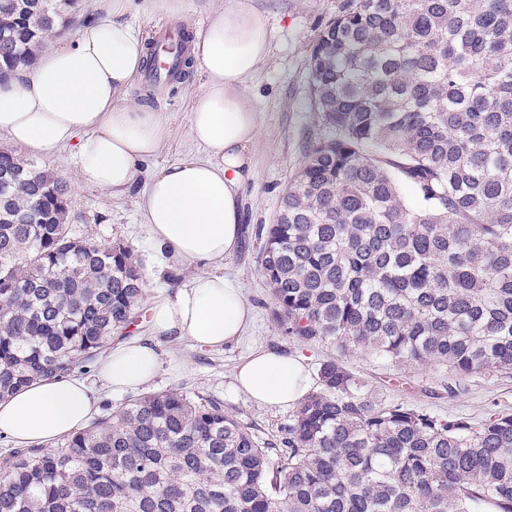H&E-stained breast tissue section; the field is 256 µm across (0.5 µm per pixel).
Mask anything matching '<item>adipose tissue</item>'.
Segmentation results:
<instances>
[{"instance_id":"obj_1","label":"adipose tissue","mask_w":512,"mask_h":512,"mask_svg":"<svg viewBox=\"0 0 512 512\" xmlns=\"http://www.w3.org/2000/svg\"><path fill=\"white\" fill-rule=\"evenodd\" d=\"M130 0H108L110 18L82 25L74 42L43 55L36 66L0 83V133L31 154L76 142L82 178L122 195L139 165L155 157L166 135L161 113L115 101L144 67L140 32L124 22ZM270 53L266 23L250 0H229L214 11L192 47L204 84L192 109L191 141L201 156L156 169L140 209L150 237L175 256L204 267L174 297L149 307L151 334L110 347L96 365L115 393L140 390L158 374V339L187 337L216 348L243 336L251 308L222 272L240 235L241 191L252 177L249 149L258 115L242 88ZM235 387L253 403L288 405L308 390L301 357L260 349L242 362ZM99 395L73 375L41 378L0 402V435L18 443L51 441L84 427Z\"/></svg>"}]
</instances>
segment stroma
Returning a JSON list of instances; mask_svg holds the SVG:
<instances>
[{
  "label": "stroma",
  "mask_w": 512,
  "mask_h": 512,
  "mask_svg": "<svg viewBox=\"0 0 512 512\" xmlns=\"http://www.w3.org/2000/svg\"><path fill=\"white\" fill-rule=\"evenodd\" d=\"M227 0H183L179 16L164 12L159 0H132L124 15L140 32L171 25L203 34L212 11ZM344 0H252L266 22L271 53L246 86L244 93L259 119L251 147L254 176L242 191L239 248L225 260L224 272L233 278L252 309L253 320L245 335L218 349L201 348L186 338L160 339L161 369L149 384L152 392L169 389L219 400L226 411L254 421L262 436L282 435L292 413L288 406H258L234 387L236 365L251 351L264 348L301 354L308 369H316L331 349L300 345L288 340L272 317L273 301L261 273L263 240L259 226L271 224L284 189L303 164L311 141L321 133L308 85V64L321 27L340 11ZM204 82L192 74L183 83L151 85L135 79L118 105L145 104L162 113L167 134L160 152L141 165L139 179L129 193L111 196L85 182L71 160L72 147H60L35 156V163L66 182L69 189L68 222L76 235H89L108 246L120 241L140 259L146 278L144 302L173 295L199 272L162 250L142 223L139 202L149 175L158 167L195 153L188 131L194 98ZM346 365L366 381L380 400L402 399L448 415L483 417L490 403L512 412V376L475 374L448 396L433 367L398 366L364 354L347 357Z\"/></svg>",
  "instance_id": "1"
}]
</instances>
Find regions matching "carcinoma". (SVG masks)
I'll use <instances>...</instances> for the list:
<instances>
[{"label":"carcinoma","instance_id":"1","mask_svg":"<svg viewBox=\"0 0 512 512\" xmlns=\"http://www.w3.org/2000/svg\"><path fill=\"white\" fill-rule=\"evenodd\" d=\"M78 0H0V82ZM313 142L266 234L273 319L336 354L264 438L150 393L0 460V512H512V413L385 402L343 357L512 374V0H345L318 32ZM67 185L0 149V400L92 362L137 317L133 250L76 236Z\"/></svg>","mask_w":512,"mask_h":512}]
</instances>
